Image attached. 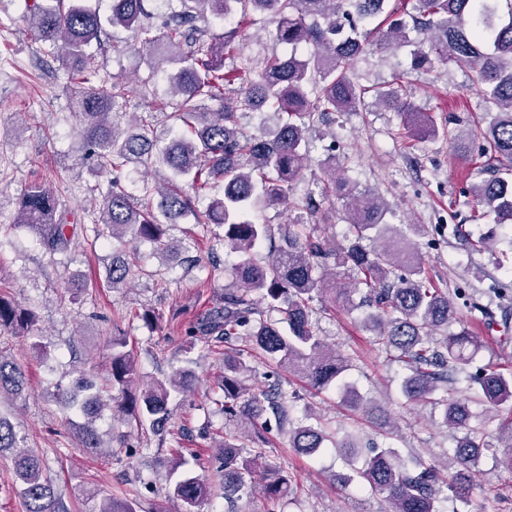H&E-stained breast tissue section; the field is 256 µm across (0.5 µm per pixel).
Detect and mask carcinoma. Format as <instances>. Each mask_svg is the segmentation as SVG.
<instances>
[{
	"label": "carcinoma",
	"instance_id": "obj_1",
	"mask_svg": "<svg viewBox=\"0 0 512 512\" xmlns=\"http://www.w3.org/2000/svg\"><path fill=\"white\" fill-rule=\"evenodd\" d=\"M498 0H167L163 27L154 23L150 0H111L106 15L82 0H20L23 17L37 40L64 52L63 61L75 85L70 106L79 117L82 147L96 157L102 177L128 167L137 175L138 193L123 189L118 179L107 188L97 183L90 191L100 195L92 230L96 239L149 241L164 252L178 250L166 240L169 225L191 216L196 224L223 228L225 247L233 257L235 281L224 289L223 305L185 329L187 350L210 337L224 340L223 395L214 400L220 413L236 422L238 433L227 434L218 444L224 461V497L248 496L260 490L269 501L293 490L292 480L265 460L270 420L277 428L288 422V394L278 388L271 395L248 384L254 373L250 360L234 341L247 339L253 348L276 361L288 373L306 380L315 390L334 386L355 394L345 381L348 358L326 345L315 332L314 296L326 290L340 295L364 293L363 301L375 305L363 325L373 332L375 344L407 370L402 392L413 402L430 399L443 408V424L464 431L443 461L420 456L404 461L393 448H384L355 470L358 482L388 504L387 512H439L438 496L446 488L457 497L468 493L462 472L477 463L485 448L484 429L469 425L467 398L457 394L455 375L472 361L479 348L472 332L461 327L448 331L459 316L448 290L437 287L416 247L421 224L384 223L387 204L378 194L353 189L346 193L349 231L344 242H329L307 231L305 224L284 229L281 244L262 253L272 242L269 224L248 218L259 202L268 206L290 204L294 186L310 162L306 122L322 121L333 112L356 109L373 91L359 83L354 63L379 51L397 50L414 43V63L467 65L477 75L490 120L468 132L449 136L454 153L465 158L474 143L491 163L478 170L470 193L492 215L495 224L512 229V8L497 17ZM266 17L273 38L297 50L298 58L273 55L250 59L231 70L224 59L241 55L242 23L249 14ZM224 23L217 34L214 22ZM127 33L126 48L143 56L148 69L135 89L125 82L100 77V64L90 51L107 29ZM174 65L169 77L166 117L190 129L164 146L150 137L155 112L135 116V130L121 132L115 107L137 91L155 100V76ZM384 107L404 118L407 128L439 134L435 120L416 111L401 85L377 89ZM248 105L277 116L273 129L260 128L245 136L239 110ZM152 168L166 170L160 181L145 176ZM327 183L321 200L306 198L304 207L317 211L323 202L346 187L336 178V157L323 163ZM223 195L203 208L199 203L213 188ZM15 225L29 228L46 251L67 252V211L52 190L42 184L28 186L19 197ZM379 241L371 247L363 241ZM357 270L353 287H336L324 272L330 267ZM131 268L112 260L106 285L117 288ZM36 316L0 294V330L22 335L33 332ZM108 377L118 394L102 395L93 377L83 375L69 388H57L56 398L83 418L78 425L82 447L94 453L103 447L96 422L109 410L149 424L161 434L171 419L170 399L195 388L189 368L175 371L166 381L144 376L125 335L111 337ZM477 386L490 411L503 417L499 434L503 448L499 463L512 471V365L483 367L466 375ZM26 384L21 366L0 349V394H19ZM365 414L377 416L386 436L396 425L382 407L370 402ZM255 449L241 456V438ZM352 435L327 434L319 417L308 414L288 431L289 447L312 455L329 441L345 455L355 454L347 443ZM19 447L11 421L0 413V452ZM15 473L21 480L26 512H63L60 497L43 477L42 462L28 448L14 455ZM209 495L197 476L184 475L169 496L179 500L184 512L196 508ZM98 512H139L138 506L115 497L102 501Z\"/></svg>",
	"mask_w": 512,
	"mask_h": 512
}]
</instances>
